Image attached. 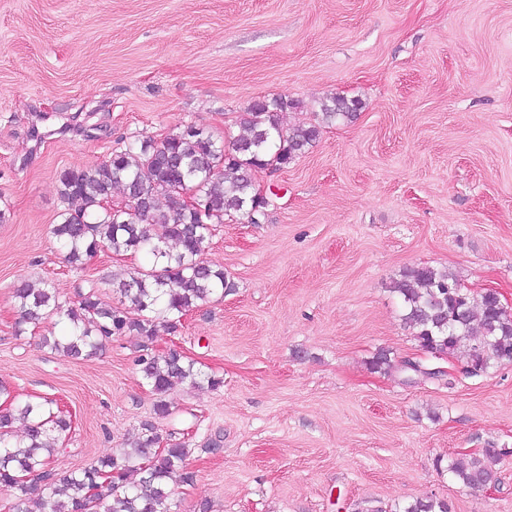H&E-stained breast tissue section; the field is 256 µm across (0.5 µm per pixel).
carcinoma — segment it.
Segmentation results:
<instances>
[{"mask_svg":"<svg viewBox=\"0 0 512 512\" xmlns=\"http://www.w3.org/2000/svg\"><path fill=\"white\" fill-rule=\"evenodd\" d=\"M294 106L286 95L259 98L239 113L246 134L227 142L205 127L191 132L187 124L160 140L129 141L93 167L60 173L59 194L67 208L52 234L65 260L78 268L107 249L141 253L150 264L125 279H112L120 295L117 306L102 302L94 284L78 304L69 305L48 284L37 287L23 281L13 290L19 322L54 318L68 323L63 334L46 336L43 342L73 358L90 357L115 337L140 339L135 365L154 396L152 419L141 422L140 434L126 447L58 479L51 468L55 432L67 430L69 422L47 415L49 400L1 409L0 488L13 492L10 512H30L33 494L46 512H172L176 488L194 483L189 468L193 449L163 434L155 420L172 414L166 397L176 386L217 390L223 381L196 369L176 349L149 351L148 342L158 326L174 332L198 303L222 298L235 288L224 270L201 255L213 225L224 223V217L239 215L256 223L250 215L255 173L294 161L317 140L321 125L354 119L362 101L329 96L320 103V124L285 129L278 113ZM116 188L137 204L135 213L108 206ZM185 189L200 196L203 215L183 205ZM162 196L169 200L165 208L159 205ZM156 225L163 228V236L154 233ZM392 291L404 324L429 359L461 354L474 375L512 362V312L501 308L492 294L471 295L456 276L431 266L407 269ZM17 419L27 423L20 437L11 431ZM508 453L491 443L477 454L451 457L448 475L468 488H481L495 478L494 466ZM131 472L138 480H127ZM402 512H449L448 502L420 498Z\"/></svg>","mask_w":512,"mask_h":512,"instance_id":"carcinoma-1","label":"carcinoma"}]
</instances>
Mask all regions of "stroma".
I'll return each mask as SVG.
<instances>
[{"label":"stroma","instance_id":"obj_1","mask_svg":"<svg viewBox=\"0 0 512 512\" xmlns=\"http://www.w3.org/2000/svg\"><path fill=\"white\" fill-rule=\"evenodd\" d=\"M361 99L288 167L258 223L215 225L202 255L234 282L151 348L183 350L220 389L180 385L163 431L190 444L175 512H512V454L494 488L452 481L451 457L512 451V363L452 382H406L422 359L392 291L406 269L457 274L512 302V0H0V381L69 421L63 476L134 438L154 397L135 337L72 359L44 347L52 321L20 322V280L76 303L141 257L71 267L51 233L59 175L123 142L197 124L238 136L239 112L288 96V127L321 99ZM395 367L371 370L378 351ZM221 447L208 451L204 442Z\"/></svg>","mask_w":512,"mask_h":512}]
</instances>
